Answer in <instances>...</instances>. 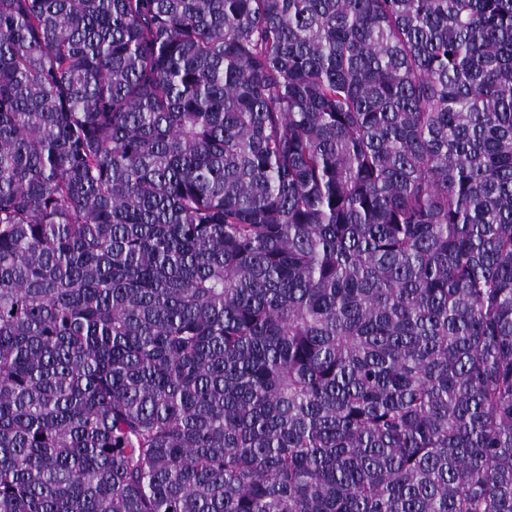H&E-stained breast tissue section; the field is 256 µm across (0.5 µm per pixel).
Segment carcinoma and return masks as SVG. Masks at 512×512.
I'll return each instance as SVG.
<instances>
[{
    "label": "carcinoma",
    "instance_id": "carcinoma-1",
    "mask_svg": "<svg viewBox=\"0 0 512 512\" xmlns=\"http://www.w3.org/2000/svg\"><path fill=\"white\" fill-rule=\"evenodd\" d=\"M0 512H512V0H0Z\"/></svg>",
    "mask_w": 512,
    "mask_h": 512
}]
</instances>
